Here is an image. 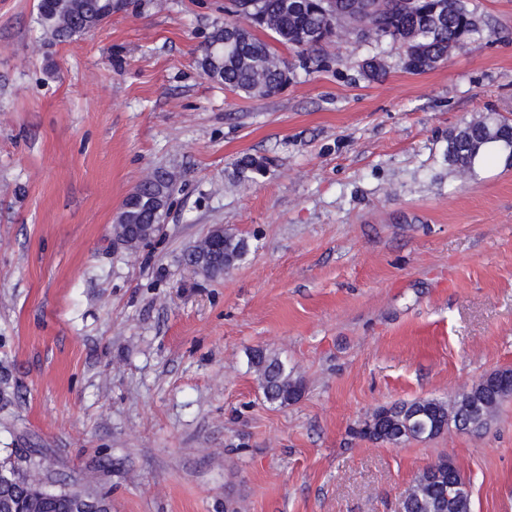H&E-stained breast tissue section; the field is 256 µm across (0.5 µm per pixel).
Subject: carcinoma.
<instances>
[{"mask_svg": "<svg viewBox=\"0 0 512 512\" xmlns=\"http://www.w3.org/2000/svg\"><path fill=\"white\" fill-rule=\"evenodd\" d=\"M262 17L249 23L247 13L233 11V18L208 36L203 47L201 67L205 74L235 92L270 97L287 81V68L272 42L288 45L300 53L320 51L333 40L354 34L376 41L390 39L407 44L405 65L414 72L435 68L466 42L483 37L473 13L464 0H444L436 12L433 0H336V13L327 11L325 0H259ZM114 0H39L38 21L42 29L58 42L72 41L96 29L105 17L118 10ZM270 33L271 41L259 38L255 29ZM512 143V123L489 113L471 121L448 140V163L462 177L475 171L494 145ZM263 157L245 156L236 164L237 175L246 180L266 170ZM170 172L157 170L154 177L140 183L124 203L121 216L128 233L135 237L157 235L163 219L157 209L171 195ZM250 250L248 241L224 231L217 252L208 248L191 249L185 261L208 275L218 276L233 268ZM250 365L259 376L266 402L286 407L297 402L304 391L300 378L288 371V365L276 355L256 350ZM512 394L505 392L480 404L485 429L493 412ZM380 418H366L358 433L371 440L394 446L408 441L436 438L472 417L460 393L448 401L417 398L381 407L373 412ZM448 458L442 457L416 477L410 498L412 512H471V495L461 493L447 498ZM9 498L26 505L37 498L35 480L27 473L0 486V500Z\"/></svg>", "mask_w": 512, "mask_h": 512, "instance_id": "obj_1", "label": "carcinoma"}]
</instances>
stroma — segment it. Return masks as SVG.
<instances>
[{"label": "stroma", "mask_w": 512, "mask_h": 512, "mask_svg": "<svg viewBox=\"0 0 512 512\" xmlns=\"http://www.w3.org/2000/svg\"><path fill=\"white\" fill-rule=\"evenodd\" d=\"M37 3L0 0V463L112 512H398L447 456L472 512H512V400L478 434L353 433L512 367V167L447 157L512 118V0H465L483 39L424 73L385 40L280 46L273 97L200 67L230 0H129L69 43ZM245 155L266 173L238 180ZM159 168L163 230L129 249L116 217ZM218 227L250 250L210 278L183 257ZM258 348L298 402L265 401ZM510 131V132H509ZM492 137H497L493 140ZM512 143V122L483 113L448 140V163L462 177L471 176L476 165L487 153L502 154L491 146ZM250 365L259 376L264 399L269 404L288 407L301 398L302 380L288 371V365L278 356L256 350L250 356Z\"/></svg>", "instance_id": "obj_1"}]
</instances>
